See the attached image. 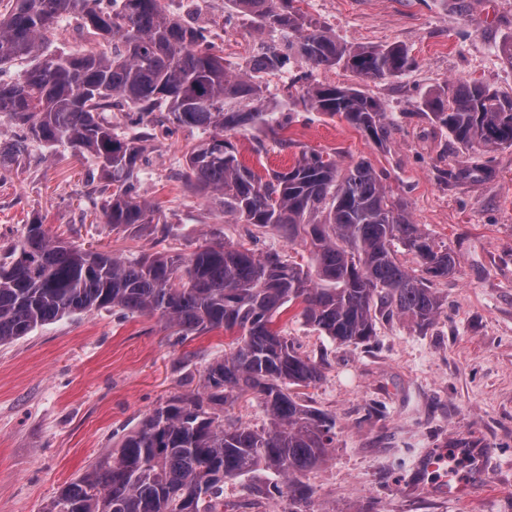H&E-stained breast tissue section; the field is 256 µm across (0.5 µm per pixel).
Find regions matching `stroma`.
Here are the masks:
<instances>
[{
    "label": "stroma",
    "instance_id": "35a3bbf8",
    "mask_svg": "<svg viewBox=\"0 0 512 512\" xmlns=\"http://www.w3.org/2000/svg\"><path fill=\"white\" fill-rule=\"evenodd\" d=\"M299 8L350 46L398 44L415 65L405 74L358 81L350 71L315 69L291 57L288 82L256 74L267 101L293 108L284 134L295 149L253 151L254 133L233 135L240 160L259 173L283 171L296 149L331 155L340 166L364 159L385 176L414 223L457 255L437 285L439 314L427 328L408 318H377L365 345L341 346L306 326L296 308L275 323L303 354L325 357L309 405L335 415L336 446L307 473L308 512H512V147L460 152L447 129L420 104L448 83L481 82L512 94V0H299ZM218 33L228 71L247 70L288 33L259 29L211 0L198 16ZM360 83L386 110L384 144L345 121L293 107L307 84ZM197 138L152 141L140 196L160 207L168 244L187 256L209 241L246 239L247 227L225 223L217 205L185 185L180 169ZM491 161L496 174L450 182L445 171ZM102 181L92 161L64 146L31 144L0 169V255L39 219L50 237L94 243L115 253L155 250L146 232L104 224ZM230 333L216 330L175 343L159 316L117 319L101 310L37 328L0 346V512H42L72 478L103 456L171 396L198 389L207 363L223 356ZM462 451L463 490L448 496L423 467L448 442ZM258 470L227 481L233 512H284L287 498L257 499L248 488L272 480Z\"/></svg>",
    "mask_w": 512,
    "mask_h": 512
}]
</instances>
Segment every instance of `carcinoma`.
Segmentation results:
<instances>
[{
  "mask_svg": "<svg viewBox=\"0 0 512 512\" xmlns=\"http://www.w3.org/2000/svg\"><path fill=\"white\" fill-rule=\"evenodd\" d=\"M0 12V67L37 58L65 17L76 16L97 49L37 62L14 81L0 80V118L17 130L0 151V168L32 142L67 145L93 156L112 185L101 212L112 229L150 228L155 244L171 229L159 209L140 199L138 172L156 129L206 137L184 156L182 179L218 200L224 220L251 226L248 237L274 232L299 245L311 264L273 249L209 243L188 257L162 248L122 258L93 245L51 238L43 224L25 225L0 262V345L38 327L91 311L159 315L176 343L214 329L236 331L224 357L205 367L202 390L175 395L113 444L45 512H224V480L260 468L277 480L255 486L261 498L288 496V512H305V474L336 441V418L296 392L317 383L325 367L274 328V317L302 305L305 324L340 345L366 344L377 315L431 325L440 300L433 285L448 278L456 257L413 223L371 164L342 170L336 160L305 149L285 171L262 177L243 165L230 133L278 131L260 84L231 78L212 30L184 23L167 0H8ZM263 28L297 33L296 54L313 68L343 67L363 79H384L414 65L399 45L348 47L308 18L296 0H231ZM289 58H254V71L280 70ZM297 104L338 116L376 144L388 133L385 109L365 91L342 84L302 90ZM424 114L448 128L462 150L512 146V95L481 83L446 85L422 102ZM125 112L130 131L117 133L104 113ZM490 161L461 165L448 180L492 174ZM412 254L407 268L398 249ZM258 400L268 427L224 421V408Z\"/></svg>",
  "mask_w": 512,
  "mask_h": 512,
  "instance_id": "obj_1",
  "label": "carcinoma"
}]
</instances>
